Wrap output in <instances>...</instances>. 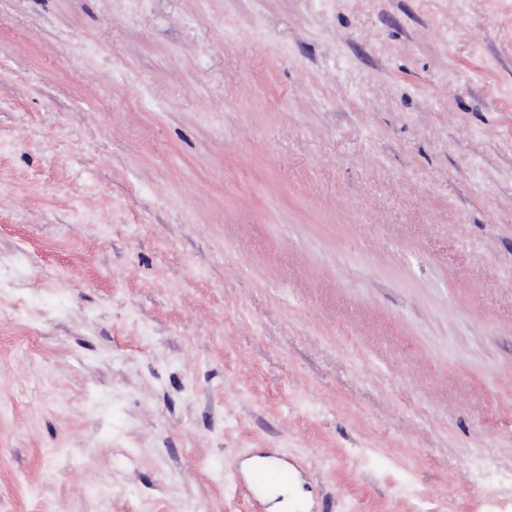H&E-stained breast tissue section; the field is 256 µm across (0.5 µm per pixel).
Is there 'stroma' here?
I'll list each match as a JSON object with an SVG mask.
<instances>
[{
  "mask_svg": "<svg viewBox=\"0 0 512 512\" xmlns=\"http://www.w3.org/2000/svg\"><path fill=\"white\" fill-rule=\"evenodd\" d=\"M512 512V0H0V512Z\"/></svg>",
  "mask_w": 512,
  "mask_h": 512,
  "instance_id": "1",
  "label": "stroma"
}]
</instances>
